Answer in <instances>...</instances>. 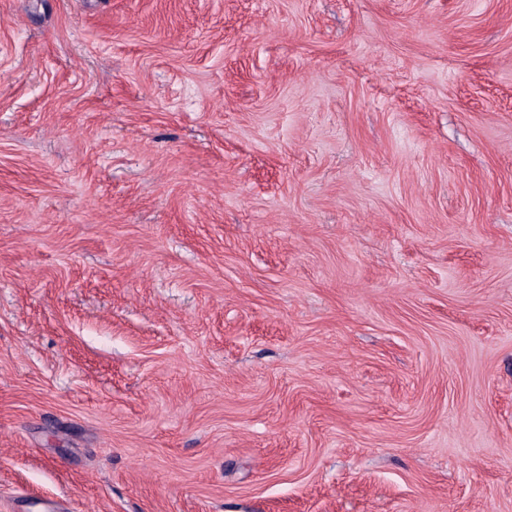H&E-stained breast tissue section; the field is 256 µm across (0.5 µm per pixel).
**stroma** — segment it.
<instances>
[{
  "instance_id": "1",
  "label": "stroma",
  "mask_w": 512,
  "mask_h": 512,
  "mask_svg": "<svg viewBox=\"0 0 512 512\" xmlns=\"http://www.w3.org/2000/svg\"><path fill=\"white\" fill-rule=\"evenodd\" d=\"M0 512H512V0H0Z\"/></svg>"
}]
</instances>
